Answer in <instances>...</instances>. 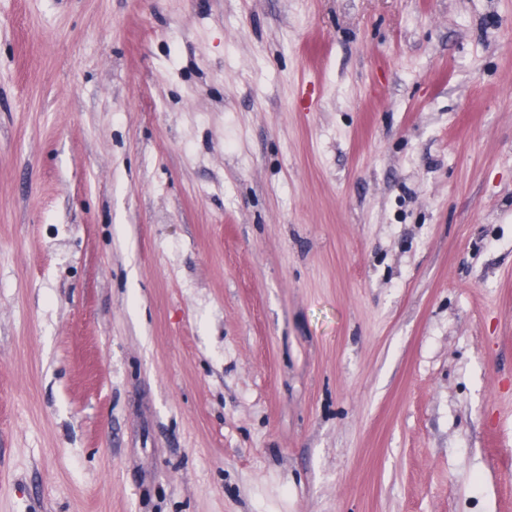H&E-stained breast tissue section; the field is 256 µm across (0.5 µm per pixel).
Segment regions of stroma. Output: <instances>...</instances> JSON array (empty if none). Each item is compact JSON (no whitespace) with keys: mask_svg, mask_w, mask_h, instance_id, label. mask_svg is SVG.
Segmentation results:
<instances>
[{"mask_svg":"<svg viewBox=\"0 0 512 512\" xmlns=\"http://www.w3.org/2000/svg\"><path fill=\"white\" fill-rule=\"evenodd\" d=\"M0 512H512V0H0Z\"/></svg>","mask_w":512,"mask_h":512,"instance_id":"1","label":"stroma"}]
</instances>
